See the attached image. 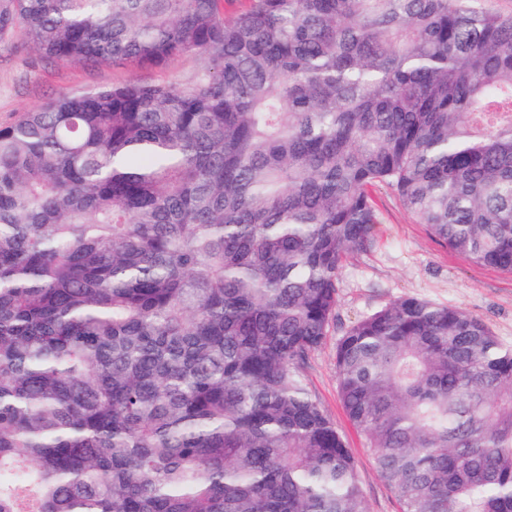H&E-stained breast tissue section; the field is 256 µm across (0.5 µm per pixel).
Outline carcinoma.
Listing matches in <instances>:
<instances>
[{"label": "carcinoma", "instance_id": "carcinoma-1", "mask_svg": "<svg viewBox=\"0 0 512 512\" xmlns=\"http://www.w3.org/2000/svg\"><path fill=\"white\" fill-rule=\"evenodd\" d=\"M0 0L69 64L197 68L0 127V512H369L303 369L370 190L512 272V12L483 0ZM401 512H512V346L402 297L336 343Z\"/></svg>", "mask_w": 512, "mask_h": 512}]
</instances>
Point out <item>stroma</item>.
I'll return each mask as SVG.
<instances>
[{
	"label": "stroma",
	"instance_id": "1",
	"mask_svg": "<svg viewBox=\"0 0 512 512\" xmlns=\"http://www.w3.org/2000/svg\"><path fill=\"white\" fill-rule=\"evenodd\" d=\"M195 68L191 57L163 68L66 64L39 57L18 39L11 50L0 53V126L63 91L90 90L131 79L155 83L184 79ZM372 198L377 215L372 245L347 257L330 334L312 355L303 378L356 460L369 512H400L397 493L379 476L364 435L351 424L340 401L336 340L363 316L412 296L463 308L482 319L503 344L512 346V273L466 262L441 246L392 189L377 188Z\"/></svg>",
	"mask_w": 512,
	"mask_h": 512
}]
</instances>
